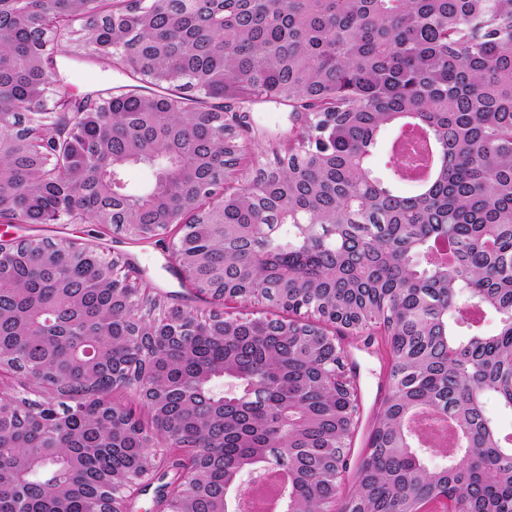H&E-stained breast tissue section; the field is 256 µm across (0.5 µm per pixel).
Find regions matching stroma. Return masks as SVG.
<instances>
[{
    "label": "stroma",
    "instance_id": "stroma-1",
    "mask_svg": "<svg viewBox=\"0 0 512 512\" xmlns=\"http://www.w3.org/2000/svg\"><path fill=\"white\" fill-rule=\"evenodd\" d=\"M53 78L56 87L77 102L124 92L137 84L136 78L123 68L77 57L66 50L54 56ZM238 109L247 115L242 137L252 143L259 154H271L295 132L294 113L278 101L260 97L239 104ZM2 233L16 241L49 239L93 248L117 261L120 270L131 274L138 288L146 290L164 306L192 308L204 316L218 308L209 295L193 288L175 261L173 246L179 236L174 230L142 239L114 232L108 224L62 219L47 224H0ZM382 334V329L374 325L338 341L358 398L355 426L346 449L349 465L341 480V493L345 496L351 491L354 474L366 454L369 433L390 389L391 361L381 347Z\"/></svg>",
    "mask_w": 512,
    "mask_h": 512
}]
</instances>
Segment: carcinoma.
<instances>
[{"mask_svg": "<svg viewBox=\"0 0 512 512\" xmlns=\"http://www.w3.org/2000/svg\"><path fill=\"white\" fill-rule=\"evenodd\" d=\"M72 44L164 92L58 108L49 64ZM260 96L302 123L249 173L206 100ZM407 123L441 159L403 192L409 159L390 153L386 178L372 160ZM135 166L155 172L137 191ZM49 215L134 237L178 225L199 291L281 315L180 309L172 343L146 316L157 299L113 287L100 253L8 244L0 368L24 393L0 401V512H114L112 477L147 467L151 439L189 463L166 483L175 512H230L268 460L290 474L287 512L328 509L357 396L341 352L306 336L320 304L391 344L352 512H512V0H0V223ZM140 389L145 424L111 399ZM445 409L475 452L432 464L405 420Z\"/></svg>", "mask_w": 512, "mask_h": 512, "instance_id": "carcinoma-1", "label": "carcinoma"}]
</instances>
